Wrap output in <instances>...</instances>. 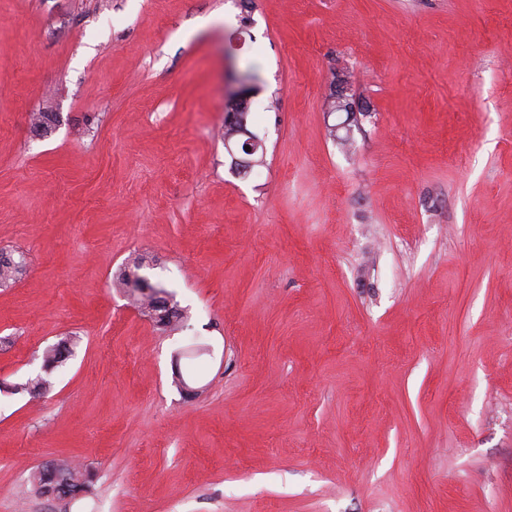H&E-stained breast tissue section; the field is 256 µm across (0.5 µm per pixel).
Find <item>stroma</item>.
Wrapping results in <instances>:
<instances>
[{"label":"stroma","instance_id":"stroma-1","mask_svg":"<svg viewBox=\"0 0 512 512\" xmlns=\"http://www.w3.org/2000/svg\"><path fill=\"white\" fill-rule=\"evenodd\" d=\"M1 249L0 512H512V0H0ZM24 267L23 259L16 261L12 254L0 251V287H8L21 274ZM127 268L129 267L125 266L117 273L115 278L116 282H118V284L124 286L125 288H128L130 294L136 298L135 301L139 303L141 308H143L145 312H147L151 317L153 313H162L164 311L163 309H157L156 307H154V294L141 295L136 294L135 292L136 290H138L137 288H150V290L154 291L155 294L162 293L167 295L168 297H171V293L167 290L165 285H163L160 282L152 283L149 279V283L142 284V282L139 281V279L135 278V276L138 274H127ZM131 276H133L134 278L132 279ZM74 338L66 336L43 353L42 370L45 373L62 365L73 353ZM58 467L66 473L68 476L67 491H64L65 495H69L71 498H76L82 493L87 492L90 484L92 483V476L89 472H81L79 470L74 471L66 464L57 463Z\"/></svg>","mask_w":512,"mask_h":512}]
</instances>
